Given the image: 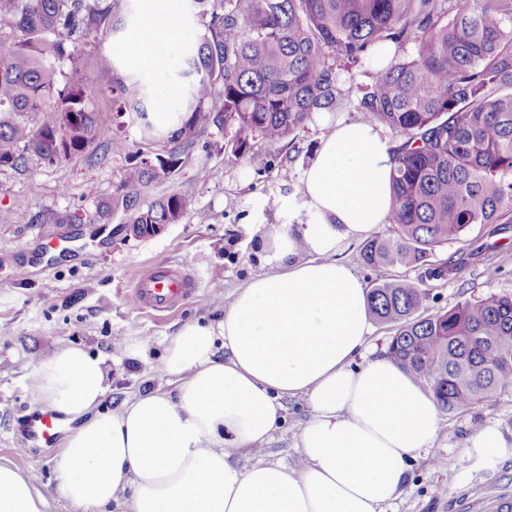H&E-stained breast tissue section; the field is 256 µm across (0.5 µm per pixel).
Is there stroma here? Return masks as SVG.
Listing matches in <instances>:
<instances>
[{
    "mask_svg": "<svg viewBox=\"0 0 512 512\" xmlns=\"http://www.w3.org/2000/svg\"><path fill=\"white\" fill-rule=\"evenodd\" d=\"M128 38L92 34L78 69L84 83L98 70L122 60ZM341 107L316 113L292 144L255 143L243 154L224 147L225 133L212 128L186 151L176 176L152 184L147 199L177 191L190 200L179 223L154 237H136L122 215L98 222V201L111 200L127 158L109 154L100 163L85 157L48 165L30 160L0 169V461L34 474L53 499L54 512H74L57 498L53 448L20 452L22 413L37 410L30 387L36 360L57 347L80 344L99 355L110 390L101 407L118 410L149 386H166L163 355L167 339L182 324L220 320L224 297L254 276L269 272L261 238L275 224L305 218L299 178L322 134L337 122L360 119L354 108L376 73L369 61L336 69ZM207 169V179L197 176ZM82 222H72L73 213ZM462 255L454 280H431L420 313L445 310L465 299L512 295V223L475 224L460 238L437 245L429 264ZM150 264L184 267L197 281L194 296L163 313L135 308L128 300L141 269ZM146 341V356L130 360L124 340ZM433 448L411 462V479L389 512H496L512 501V456L480 460L471 438L496 426L512 441V390L490 405L441 412ZM309 419L303 401L288 402L286 420L269 446L255 448L240 463L260 459L295 461L294 439Z\"/></svg>",
    "mask_w": 512,
    "mask_h": 512,
    "instance_id": "35a3bbf8",
    "label": "stroma"
}]
</instances>
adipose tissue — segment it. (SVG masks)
I'll use <instances>...</instances> for the list:
<instances>
[{"label": "adipose tissue", "mask_w": 512, "mask_h": 512, "mask_svg": "<svg viewBox=\"0 0 512 512\" xmlns=\"http://www.w3.org/2000/svg\"><path fill=\"white\" fill-rule=\"evenodd\" d=\"M136 63L174 70L182 29L166 0H143ZM392 148L381 128L337 123L301 176L306 219L265 235L271 272L229 295L217 323L191 321L168 340L169 388L101 411L102 359L55 349L35 365L37 401L72 422L56 461L75 512H384L431 447L433 397L386 357L371 358L368 288L337 260L343 241L387 223ZM310 418L297 463L240 458L270 443L288 400ZM34 475L0 462V512H46Z\"/></svg>", "instance_id": "adipose-tissue-1"}]
</instances>
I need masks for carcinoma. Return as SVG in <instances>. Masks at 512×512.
Here are the masks:
<instances>
[{
  "mask_svg": "<svg viewBox=\"0 0 512 512\" xmlns=\"http://www.w3.org/2000/svg\"><path fill=\"white\" fill-rule=\"evenodd\" d=\"M131 2L0 0V169L31 157L92 162L101 146L125 153L126 141L94 111L106 100L141 127L118 193L99 213L176 224L188 207L183 194L151 202L143 194L179 170L201 134L231 133L224 148L234 153L256 139L279 144L314 113L339 108L336 60L373 61L376 76L355 109L404 137L392 155L394 235L359 253L375 272L371 315L396 325L387 355L446 412L512 389V296L420 316L424 281L388 278L392 267L425 266L433 247L473 224L512 223V0H185L197 32L172 74L182 101L162 120L151 81L121 74L120 63L100 68L89 89L63 70L91 33L119 37L129 21L139 24ZM388 42L413 52L387 62ZM462 268L451 259L426 266L424 277L449 280Z\"/></svg>",
  "mask_w": 512,
  "mask_h": 512,
  "instance_id": "carcinoma-1",
  "label": "carcinoma"
}]
</instances>
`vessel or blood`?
<instances>
[{"label":"vessel or blood","mask_w":512,"mask_h":512,"mask_svg":"<svg viewBox=\"0 0 512 512\" xmlns=\"http://www.w3.org/2000/svg\"><path fill=\"white\" fill-rule=\"evenodd\" d=\"M195 287V280L182 270L149 265L139 272L131 300L134 307L165 312ZM60 433L61 426L53 412L36 411L27 414L25 418L22 441L50 447L55 444Z\"/></svg>","instance_id":"b4317fda"}]
</instances>
